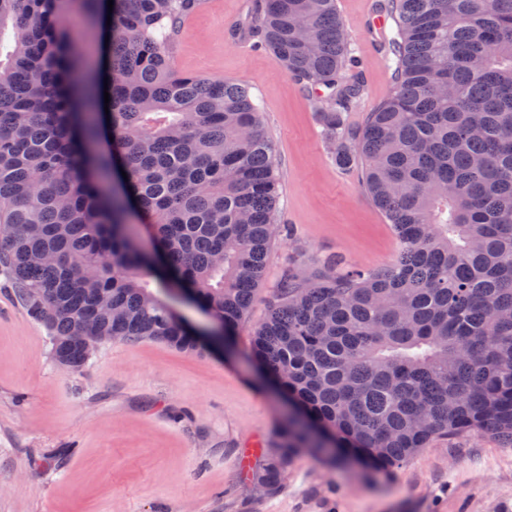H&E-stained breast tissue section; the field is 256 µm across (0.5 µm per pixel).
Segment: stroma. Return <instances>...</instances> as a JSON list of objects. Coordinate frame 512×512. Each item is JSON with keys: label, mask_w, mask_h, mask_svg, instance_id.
Returning a JSON list of instances; mask_svg holds the SVG:
<instances>
[{"label": "stroma", "mask_w": 512, "mask_h": 512, "mask_svg": "<svg viewBox=\"0 0 512 512\" xmlns=\"http://www.w3.org/2000/svg\"><path fill=\"white\" fill-rule=\"evenodd\" d=\"M256 0H201L174 40L184 74L245 82L262 109L291 236L270 249L258 300L230 349L191 355L165 343L112 342L81 372L60 369L47 331L0 285V512H512V447L485 434L437 439L405 466L371 472L301 454L274 495L240 464L258 459L284 415L251 359L289 257L315 268L338 255L378 268L397 240L357 170L337 166L303 88L269 50L227 33ZM374 0H336L353 37L366 112L392 91L380 49L392 26L365 29Z\"/></svg>", "instance_id": "obj_1"}]
</instances>
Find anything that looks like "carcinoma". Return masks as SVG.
Segmentation results:
<instances>
[{
  "instance_id": "obj_1",
  "label": "carcinoma",
  "mask_w": 512,
  "mask_h": 512,
  "mask_svg": "<svg viewBox=\"0 0 512 512\" xmlns=\"http://www.w3.org/2000/svg\"><path fill=\"white\" fill-rule=\"evenodd\" d=\"M199 6L0 0V272L73 373L80 323L203 353L177 288L233 338L284 232L250 87L176 69L175 37ZM376 10L395 24L381 45L393 89L357 126L336 0H260L250 22L303 87L327 90L314 112L336 164L360 167L398 242L374 270L290 262L269 298L251 353L290 406L252 472L269 495L305 451L387 472L437 438L512 446V0ZM73 17L108 43L100 67ZM104 296L116 315L97 307Z\"/></svg>"
}]
</instances>
